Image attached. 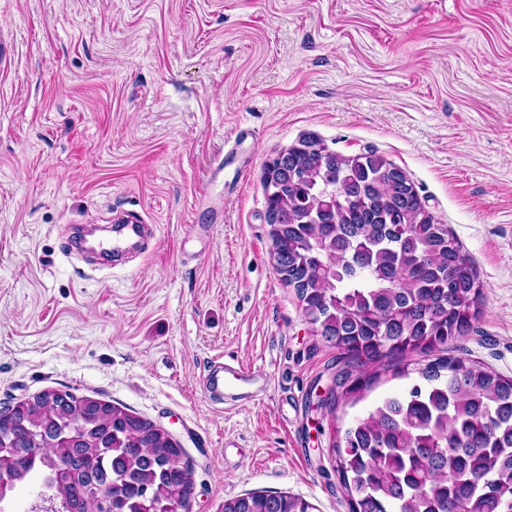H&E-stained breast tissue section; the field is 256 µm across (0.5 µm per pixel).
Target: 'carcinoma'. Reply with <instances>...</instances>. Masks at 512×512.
Listing matches in <instances>:
<instances>
[{"instance_id": "carcinoma-1", "label": "carcinoma", "mask_w": 512, "mask_h": 512, "mask_svg": "<svg viewBox=\"0 0 512 512\" xmlns=\"http://www.w3.org/2000/svg\"><path fill=\"white\" fill-rule=\"evenodd\" d=\"M275 268L315 331L365 363L443 352L465 335L483 284L448 227L406 174L370 150L352 157L304 138L262 176ZM425 380L384 398L337 431L332 451L350 512H512V377L462 356H440ZM356 378L330 399L357 396ZM27 406V412L17 406ZM0 410L36 440L13 449L0 502L36 472L57 512H94L93 479L123 512H165L192 488L183 450L151 422L112 406V419L45 391ZM286 492L224 501V512H312Z\"/></svg>"}]
</instances>
